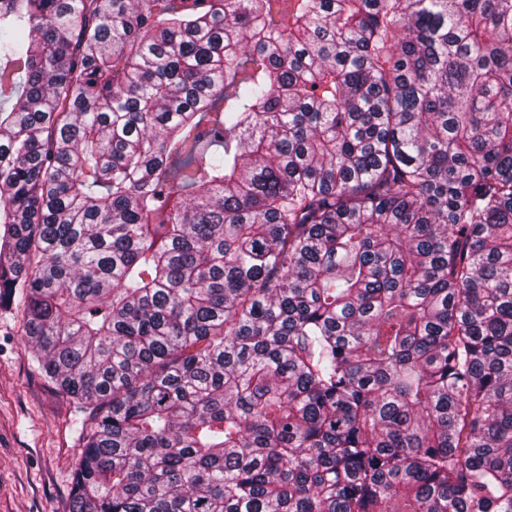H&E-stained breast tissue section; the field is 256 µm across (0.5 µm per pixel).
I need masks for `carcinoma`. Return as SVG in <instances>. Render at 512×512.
Returning a JSON list of instances; mask_svg holds the SVG:
<instances>
[{
	"label": "carcinoma",
	"instance_id": "cac0c4a2",
	"mask_svg": "<svg viewBox=\"0 0 512 512\" xmlns=\"http://www.w3.org/2000/svg\"><path fill=\"white\" fill-rule=\"evenodd\" d=\"M0 309L68 512H512V0H0Z\"/></svg>",
	"mask_w": 512,
	"mask_h": 512
}]
</instances>
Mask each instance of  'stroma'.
Wrapping results in <instances>:
<instances>
[{"label":"stroma","instance_id":"1","mask_svg":"<svg viewBox=\"0 0 512 512\" xmlns=\"http://www.w3.org/2000/svg\"><path fill=\"white\" fill-rule=\"evenodd\" d=\"M31 356L22 314L0 310V512H66L80 418Z\"/></svg>","mask_w":512,"mask_h":512}]
</instances>
